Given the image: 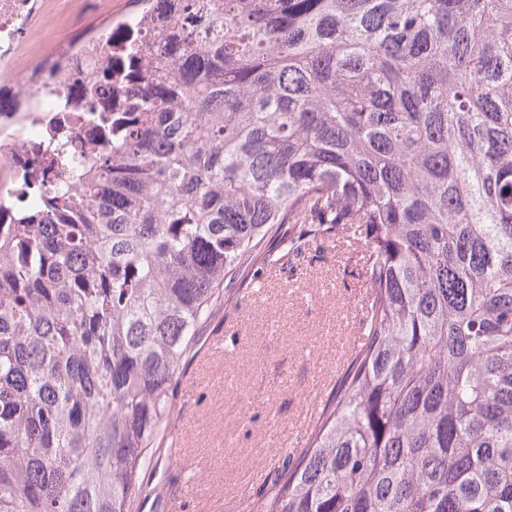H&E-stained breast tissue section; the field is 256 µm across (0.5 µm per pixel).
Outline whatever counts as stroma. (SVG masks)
Wrapping results in <instances>:
<instances>
[{"label": "stroma", "mask_w": 512, "mask_h": 512, "mask_svg": "<svg viewBox=\"0 0 512 512\" xmlns=\"http://www.w3.org/2000/svg\"><path fill=\"white\" fill-rule=\"evenodd\" d=\"M31 38L74 40L119 20L130 0H57ZM346 245L320 246L303 271L272 266L237 280L181 366L174 407L154 446L149 477L161 498L141 512H243L284 458L306 446L309 405L325 401L341 375L365 287L345 274ZM198 491L179 497L186 468Z\"/></svg>", "instance_id": "1"}]
</instances>
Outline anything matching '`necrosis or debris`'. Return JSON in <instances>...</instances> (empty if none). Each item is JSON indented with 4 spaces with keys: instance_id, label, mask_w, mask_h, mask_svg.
I'll return each mask as SVG.
<instances>
[{
    "instance_id": "necrosis-or-debris-1",
    "label": "necrosis or debris",
    "mask_w": 512,
    "mask_h": 512,
    "mask_svg": "<svg viewBox=\"0 0 512 512\" xmlns=\"http://www.w3.org/2000/svg\"><path fill=\"white\" fill-rule=\"evenodd\" d=\"M49 0H0V74L9 84L0 86L16 103L0 113V223H10L18 204V189L26 172L34 168L35 145L67 135L71 151L81 161L108 148L95 130L96 110L125 109L129 88L115 63L133 53H155L151 33L137 14L124 16L118 29L82 44L60 48L57 44L32 49L30 38L45 26ZM111 72L107 95L91 91L89 77Z\"/></svg>"
}]
</instances>
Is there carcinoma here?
I'll return each mask as SVG.
<instances>
[{"instance_id": "cac0c4a2", "label": "carcinoma", "mask_w": 512, "mask_h": 512, "mask_svg": "<svg viewBox=\"0 0 512 512\" xmlns=\"http://www.w3.org/2000/svg\"><path fill=\"white\" fill-rule=\"evenodd\" d=\"M179 2L0 224V512H138L223 290L330 239L360 339L246 512H512V0Z\"/></svg>"}]
</instances>
